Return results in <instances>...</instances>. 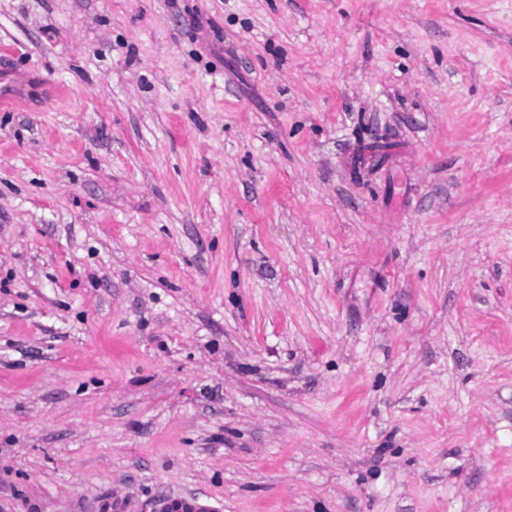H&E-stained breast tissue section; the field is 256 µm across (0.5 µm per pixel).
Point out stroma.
<instances>
[{
	"label": "stroma",
	"mask_w": 512,
	"mask_h": 512,
	"mask_svg": "<svg viewBox=\"0 0 512 512\" xmlns=\"http://www.w3.org/2000/svg\"><path fill=\"white\" fill-rule=\"evenodd\" d=\"M512 512V0H0V512ZM153 512H223L222 500L198 494L161 496L152 505Z\"/></svg>",
	"instance_id": "1"
}]
</instances>
